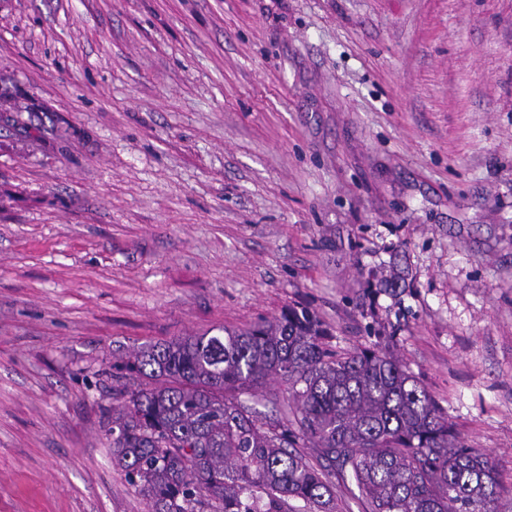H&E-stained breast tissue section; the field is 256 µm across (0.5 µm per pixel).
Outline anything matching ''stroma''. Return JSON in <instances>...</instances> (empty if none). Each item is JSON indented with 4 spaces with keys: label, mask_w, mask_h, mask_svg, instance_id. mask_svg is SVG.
<instances>
[{
    "label": "stroma",
    "mask_w": 512,
    "mask_h": 512,
    "mask_svg": "<svg viewBox=\"0 0 512 512\" xmlns=\"http://www.w3.org/2000/svg\"><path fill=\"white\" fill-rule=\"evenodd\" d=\"M293 305L512 512V0H0V512H147L117 365Z\"/></svg>",
    "instance_id": "obj_1"
}]
</instances>
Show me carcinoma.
<instances>
[{
	"instance_id": "obj_1",
	"label": "carcinoma",
	"mask_w": 512,
	"mask_h": 512,
	"mask_svg": "<svg viewBox=\"0 0 512 512\" xmlns=\"http://www.w3.org/2000/svg\"><path fill=\"white\" fill-rule=\"evenodd\" d=\"M308 309L222 336L148 344L113 388L112 465L149 512H339L332 479L366 512H497L498 473L427 390L375 343L339 353ZM270 377L293 418L240 400ZM308 441L311 461L297 450ZM298 505H293V502Z\"/></svg>"
}]
</instances>
